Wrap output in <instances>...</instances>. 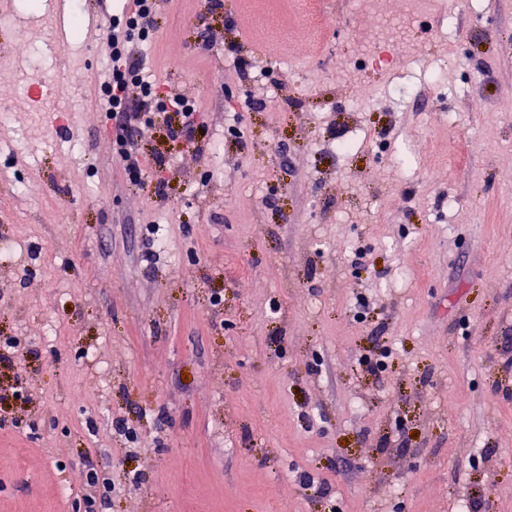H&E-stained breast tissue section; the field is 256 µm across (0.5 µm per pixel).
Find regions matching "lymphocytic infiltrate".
<instances>
[{
	"mask_svg": "<svg viewBox=\"0 0 512 512\" xmlns=\"http://www.w3.org/2000/svg\"><path fill=\"white\" fill-rule=\"evenodd\" d=\"M157 15L158 0H133L124 16L113 18L105 48L107 67L100 84L99 101L112 122L113 150L134 186L146 175L136 143L138 124L146 113L163 114L166 138L182 141L199 153L207 150L195 135L199 119L196 100L184 93L161 92L148 65L145 44L156 30ZM134 84L141 90L135 101L128 96V88Z\"/></svg>",
	"mask_w": 512,
	"mask_h": 512,
	"instance_id": "f902f5d3",
	"label": "lymphocytic infiltrate"
}]
</instances>
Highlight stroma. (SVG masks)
Listing matches in <instances>:
<instances>
[{
  "label": "stroma",
  "instance_id": "1",
  "mask_svg": "<svg viewBox=\"0 0 512 512\" xmlns=\"http://www.w3.org/2000/svg\"><path fill=\"white\" fill-rule=\"evenodd\" d=\"M357 2L162 0L149 62L216 149L141 124L160 196L113 151L105 34L32 111L11 21L51 5L0 0V512H84L93 467L99 512H512V0H438L455 41L424 19L360 105Z\"/></svg>",
  "mask_w": 512,
  "mask_h": 512
}]
</instances>
